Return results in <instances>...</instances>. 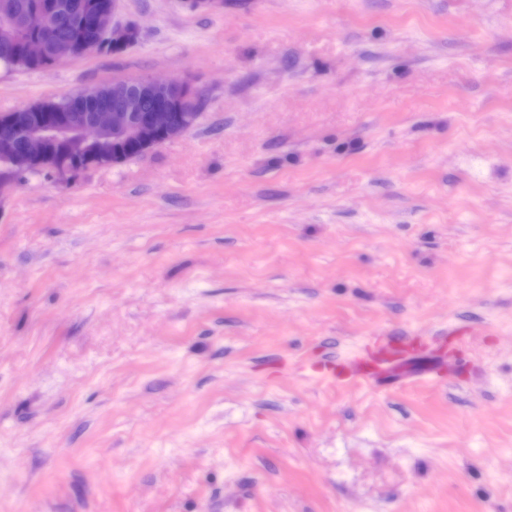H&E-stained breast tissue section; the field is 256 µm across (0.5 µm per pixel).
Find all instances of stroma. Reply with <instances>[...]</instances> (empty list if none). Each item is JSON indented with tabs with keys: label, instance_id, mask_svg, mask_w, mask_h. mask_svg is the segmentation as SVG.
<instances>
[{
	"label": "stroma",
	"instance_id": "obj_1",
	"mask_svg": "<svg viewBox=\"0 0 512 512\" xmlns=\"http://www.w3.org/2000/svg\"><path fill=\"white\" fill-rule=\"evenodd\" d=\"M180 139L0 193V512H512V0H122ZM457 357L329 381L382 338Z\"/></svg>",
	"mask_w": 512,
	"mask_h": 512
}]
</instances>
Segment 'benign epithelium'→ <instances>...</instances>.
I'll return each mask as SVG.
<instances>
[{
  "instance_id": "1",
  "label": "benign epithelium",
  "mask_w": 512,
  "mask_h": 512,
  "mask_svg": "<svg viewBox=\"0 0 512 512\" xmlns=\"http://www.w3.org/2000/svg\"><path fill=\"white\" fill-rule=\"evenodd\" d=\"M119 2L83 0L80 10L87 19L88 36L82 46L88 51H93L95 37L108 33L123 51L137 42L139 28L117 17ZM112 96L111 101L71 98L64 111L46 113L23 127L0 123V153L24 168L0 178V190L28 173H49L69 181L80 169L114 164L131 155L141 157L182 137L186 123L203 107L198 91L179 78L114 82ZM18 141L22 147L16 153Z\"/></svg>"
}]
</instances>
